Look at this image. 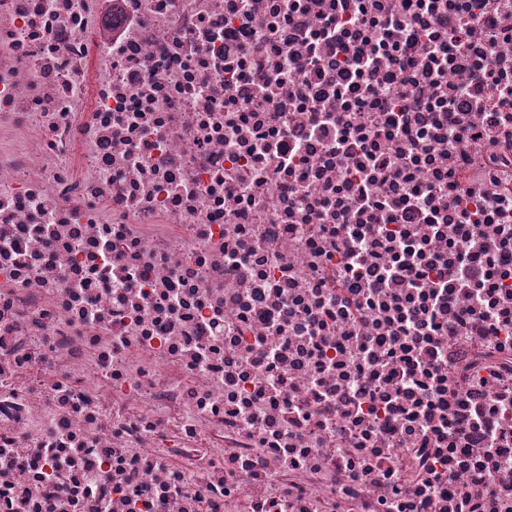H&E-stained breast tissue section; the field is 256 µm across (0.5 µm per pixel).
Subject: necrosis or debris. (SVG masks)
I'll use <instances>...</instances> for the list:
<instances>
[{
  "label": "necrosis or debris",
  "instance_id": "1",
  "mask_svg": "<svg viewBox=\"0 0 512 512\" xmlns=\"http://www.w3.org/2000/svg\"><path fill=\"white\" fill-rule=\"evenodd\" d=\"M0 512H512V0H0Z\"/></svg>",
  "mask_w": 512,
  "mask_h": 512
}]
</instances>
